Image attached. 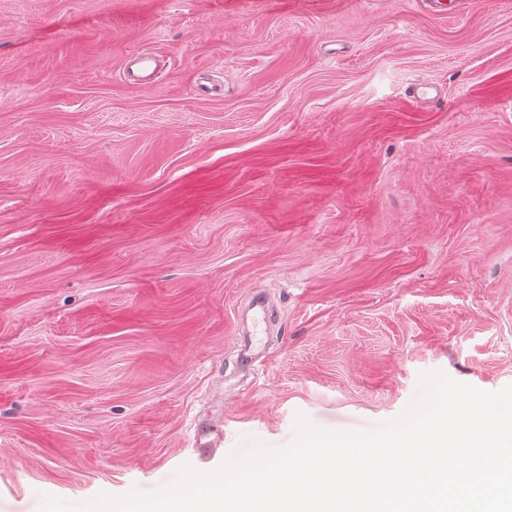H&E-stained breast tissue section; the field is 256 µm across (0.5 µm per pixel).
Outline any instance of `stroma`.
<instances>
[{"label": "stroma", "mask_w": 512, "mask_h": 512, "mask_svg": "<svg viewBox=\"0 0 512 512\" xmlns=\"http://www.w3.org/2000/svg\"><path fill=\"white\" fill-rule=\"evenodd\" d=\"M447 2L0 0V512L512 385V0ZM160 62L149 51L131 53L125 64V75L135 85L154 86L159 80ZM211 433H214L216 437L212 440L205 441ZM194 445L196 448H204V452L200 454L199 460L204 463L211 462L214 460L223 450L219 448L224 446V430L216 427L215 430H211V425L206 426V430L202 427H196L194 432Z\"/></svg>", "instance_id": "1"}]
</instances>
